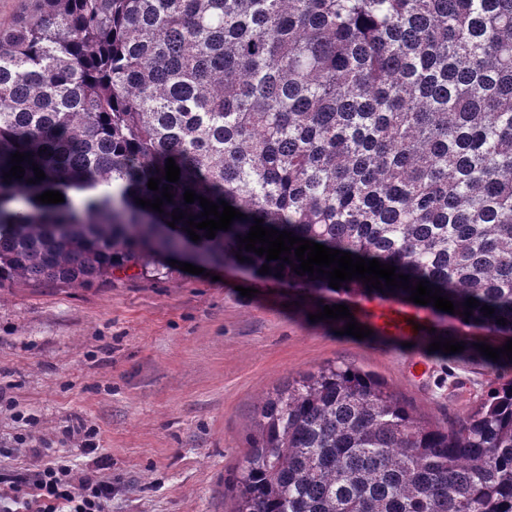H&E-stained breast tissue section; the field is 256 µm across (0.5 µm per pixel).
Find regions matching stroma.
<instances>
[{
	"mask_svg": "<svg viewBox=\"0 0 512 512\" xmlns=\"http://www.w3.org/2000/svg\"><path fill=\"white\" fill-rule=\"evenodd\" d=\"M293 301L287 284L224 264L0 291V468L24 471L33 448L88 468L81 430L93 426L112 512H233L255 407L286 380L350 364L433 425L474 410L493 380L378 329L337 335Z\"/></svg>",
	"mask_w": 512,
	"mask_h": 512,
	"instance_id": "stroma-1",
	"label": "stroma"
}]
</instances>
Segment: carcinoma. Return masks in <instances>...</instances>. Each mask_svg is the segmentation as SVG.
<instances>
[{
    "instance_id": "1",
    "label": "carcinoma",
    "mask_w": 512,
    "mask_h": 512,
    "mask_svg": "<svg viewBox=\"0 0 512 512\" xmlns=\"http://www.w3.org/2000/svg\"><path fill=\"white\" fill-rule=\"evenodd\" d=\"M17 151L31 162L6 182ZM165 186L164 213L136 204ZM187 190L247 215L196 231L202 261L281 265L312 314L335 292L423 312L417 345L463 341L448 360L498 381L442 428L351 365L289 380L255 409L235 512H512V360L474 347L512 339V0H35L0 29V289L162 274L190 239L173 210L203 212ZM256 218L459 313L239 249Z\"/></svg>"
}]
</instances>
